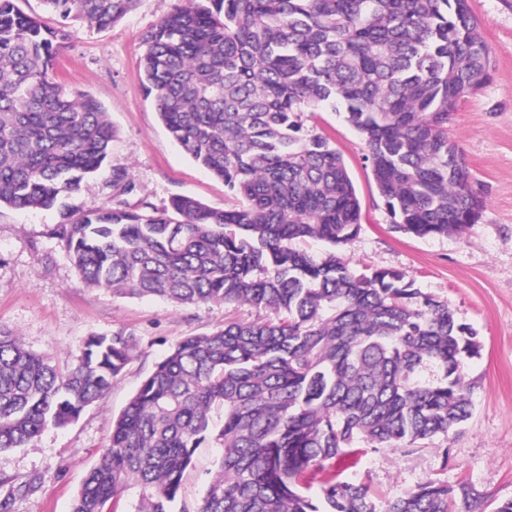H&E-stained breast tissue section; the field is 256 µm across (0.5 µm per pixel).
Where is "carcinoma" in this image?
Instances as JSON below:
<instances>
[{
  "mask_svg": "<svg viewBox=\"0 0 512 512\" xmlns=\"http://www.w3.org/2000/svg\"><path fill=\"white\" fill-rule=\"evenodd\" d=\"M64 21L108 28L138 0H40ZM59 33L0 0V205L55 209L54 233L80 279L176 306L250 305L264 315L187 336L155 363L112 426L71 512H512L466 481L428 478L379 507L351 477L357 445L422 448L471 416L464 359L477 332L395 270L356 273L334 249L355 238L361 203L329 138L301 115L342 112L363 137L393 229L418 238L475 224L474 194L448 122L490 79L470 0H184L143 40L141 82L170 137L243 205L175 195L127 206L63 202L104 165L102 103L63 82ZM308 240L329 245L318 257ZM124 330L93 334L61 367L0 330V451L31 445L105 396L130 362ZM433 367L440 378L422 372ZM216 474L194 501L187 470L206 442ZM341 463L309 494L307 470ZM38 486L21 482L0 512ZM463 510L457 509V504Z\"/></svg>",
  "mask_w": 512,
  "mask_h": 512,
  "instance_id": "1",
  "label": "carcinoma"
}]
</instances>
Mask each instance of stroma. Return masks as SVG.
<instances>
[{
    "instance_id": "1",
    "label": "stroma",
    "mask_w": 512,
    "mask_h": 512,
    "mask_svg": "<svg viewBox=\"0 0 512 512\" xmlns=\"http://www.w3.org/2000/svg\"><path fill=\"white\" fill-rule=\"evenodd\" d=\"M181 2L140 0L130 15L98 30L45 15L40 0H16L21 11L42 16L60 32L58 72L105 106L115 130L104 170L72 197L80 209L109 206L116 168L128 169L136 183L125 197L133 209L145 202L163 207L177 194L217 209L240 204L169 138L141 85L143 39ZM473 8L491 51V79L461 102L448 135L462 149L485 203L477 224L423 239L393 232L361 135L336 112L303 117L308 130L329 137L343 155L361 200L360 231L338 248V256L357 270L405 273L423 291L447 301L457 321L473 327L482 342L479 356L462 365L473 410L457 433L432 447L360 452L354 475L382 499L429 477L467 481L495 502L512 498V0H473ZM58 221L53 211L0 207V329L62 366L94 333L124 329L135 350L108 394L76 421L45 429L28 447L0 452V478L40 480L35 491L16 499L13 512H71L114 419L169 348L184 337L223 328L225 316L247 322L258 317L247 305L178 307L86 285L52 234Z\"/></svg>"
}]
</instances>
